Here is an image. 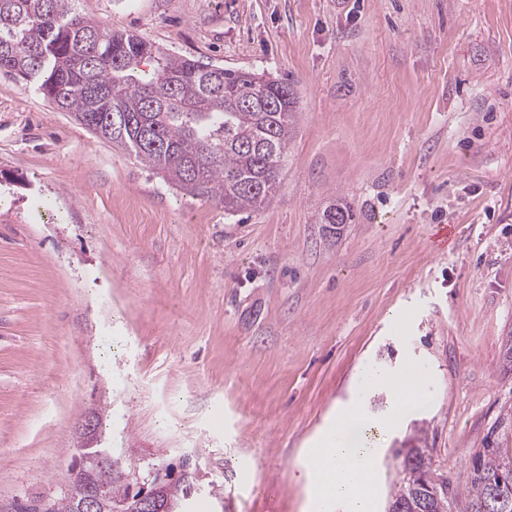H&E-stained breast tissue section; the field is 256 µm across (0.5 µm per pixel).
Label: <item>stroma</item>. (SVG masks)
<instances>
[{"label": "stroma", "mask_w": 512, "mask_h": 512, "mask_svg": "<svg viewBox=\"0 0 512 512\" xmlns=\"http://www.w3.org/2000/svg\"><path fill=\"white\" fill-rule=\"evenodd\" d=\"M76 8L299 112L271 202L230 215L0 75V512L65 491L94 414L140 477L219 485L189 512H308L306 454L379 368L424 399L373 512L416 427L458 482L487 439L512 457V0Z\"/></svg>", "instance_id": "stroma-1"}]
</instances>
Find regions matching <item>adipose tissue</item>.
<instances>
[{"label":"adipose tissue","mask_w":512,"mask_h":512,"mask_svg":"<svg viewBox=\"0 0 512 512\" xmlns=\"http://www.w3.org/2000/svg\"><path fill=\"white\" fill-rule=\"evenodd\" d=\"M367 387L390 393V416L373 418L359 397L320 432L316 453L307 454L304 463L309 512H334L340 502L348 505L349 512H371L378 455L394 423L406 413L411 390L380 369L369 373Z\"/></svg>","instance_id":"adipose-tissue-1"}]
</instances>
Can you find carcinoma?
Returning a JSON list of instances; mask_svg holds the SVG:
<instances>
[{"label":"carcinoma","mask_w":512,"mask_h":512,"mask_svg":"<svg viewBox=\"0 0 512 512\" xmlns=\"http://www.w3.org/2000/svg\"><path fill=\"white\" fill-rule=\"evenodd\" d=\"M75 0H0V73L37 85L44 97L95 136L133 153L192 196L236 213L266 206L294 134L297 100L288 79L173 57L151 43L77 12ZM127 116L112 130V114ZM351 209L330 204L322 223L348 224ZM403 457L388 512H484L490 478L512 465L497 448L476 451L470 479L452 483L436 466L420 431ZM127 464L100 487L105 512H129L138 492ZM179 512L181 482H165ZM77 491L52 501L76 512Z\"/></svg>","instance_id":"1"}]
</instances>
